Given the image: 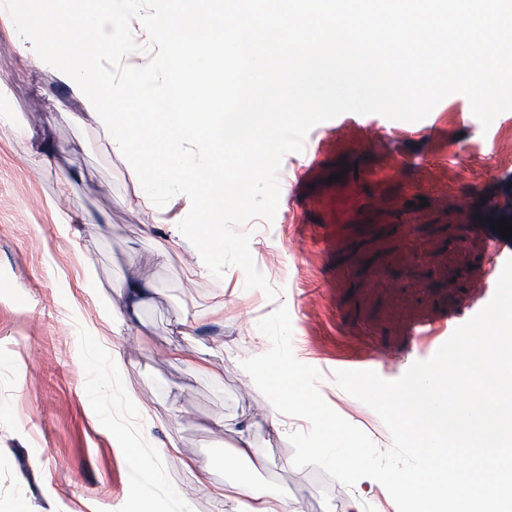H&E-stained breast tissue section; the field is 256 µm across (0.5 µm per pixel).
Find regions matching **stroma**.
I'll return each mask as SVG.
<instances>
[{"label": "stroma", "instance_id": "35a3bbf8", "mask_svg": "<svg viewBox=\"0 0 512 512\" xmlns=\"http://www.w3.org/2000/svg\"><path fill=\"white\" fill-rule=\"evenodd\" d=\"M14 36L0 17V115L29 130L0 127V512H135L142 501L159 512H221L234 439L210 428L217 418L251 424L266 458L253 486L280 490L302 512H347L355 497L363 512H397L373 479L349 487L296 468L288 436L308 421L285 417L272 435L268 400L241 363L270 349L258 323L286 306L293 354L320 372L325 402L389 449L379 415L333 373L398 379L435 353L410 347L406 323L484 307L475 286L499 256L483 227L492 205L512 200V166L495 155L512 138V111L485 128L453 94L417 122L346 112L315 125L277 173L287 206L235 227L270 299L246 289L236 266L189 278L196 253L178 228L188 197L170 198L159 224L139 211L132 167ZM301 232L298 253L289 240ZM134 268L149 269L153 300L136 320L117 313L104 324L101 297H115ZM185 312L198 316L188 329L176 322ZM97 329L121 372L93 340ZM173 441L208 466L205 482L168 454Z\"/></svg>", "mask_w": 512, "mask_h": 512}]
</instances>
